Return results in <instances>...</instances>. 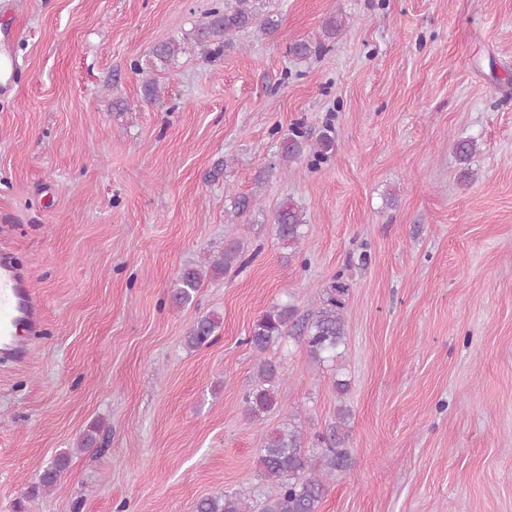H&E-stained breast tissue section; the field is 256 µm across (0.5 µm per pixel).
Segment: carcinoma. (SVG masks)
<instances>
[{"mask_svg":"<svg viewBox=\"0 0 512 512\" xmlns=\"http://www.w3.org/2000/svg\"><path fill=\"white\" fill-rule=\"evenodd\" d=\"M266 0H224L209 12V20L194 27L182 40H170L158 44L151 52L152 58L168 65L191 45L209 50L212 56L223 53L234 36L252 30L264 36L273 34L279 27L280 18L264 10ZM477 141L471 137L457 140L454 144L459 163L467 164L476 152ZM336 150V136L322 133L316 142L308 139L298 126L278 139L279 161L294 162L306 158L312 165L327 160ZM231 214L243 217L255 208L253 197L236 196L232 199ZM276 235L285 248L295 250L304 236V216L294 203L281 205L274 215ZM242 266L248 260L242 258L238 244L230 243L224 250L208 260V269L221 275L234 264ZM206 271L196 264H188L180 270L172 289V300L179 305L194 301L200 291ZM350 285L338 274L325 286L322 300L316 311L305 319H297L295 306L276 304L263 312L253 323L246 343L259 355L256 376L251 388L243 397L245 415L261 421L278 404L277 392L284 382L277 362L264 357L282 339L297 333L309 354L316 360L325 361L336 357L337 350L346 344L345 310ZM220 321L206 314L198 317L185 336L186 348L197 350L212 343ZM350 409L340 406L336 422L324 435L316 436L314 447L304 446V435L292 420L267 432L263 448L259 449L258 464L261 475L277 482L278 491L265 499L262 512H317L326 490L327 480L349 468L351 458L346 447ZM69 463L66 454L58 455L52 465L39 477L33 489L48 490L58 485ZM196 512H251L246 497L239 491L226 490L221 495L208 496L196 504Z\"/></svg>","mask_w":512,"mask_h":512,"instance_id":"obj_1","label":"carcinoma"}]
</instances>
